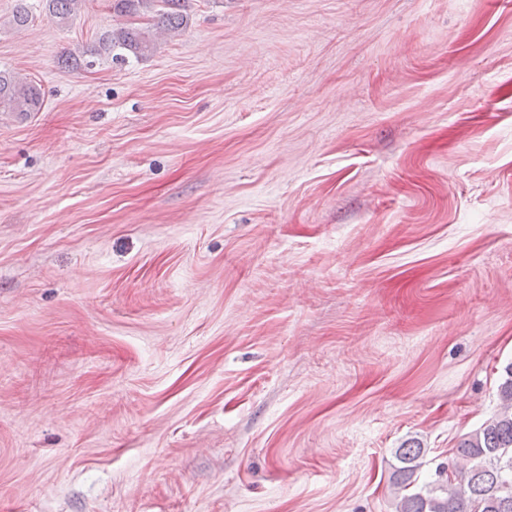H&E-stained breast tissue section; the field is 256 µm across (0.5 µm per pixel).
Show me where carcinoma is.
<instances>
[{
    "mask_svg": "<svg viewBox=\"0 0 512 512\" xmlns=\"http://www.w3.org/2000/svg\"><path fill=\"white\" fill-rule=\"evenodd\" d=\"M43 2L59 24L68 23L82 4V0ZM105 2L112 16L150 17L153 27L113 25L99 35L86 58L68 55L62 65L91 67L102 59L123 63L143 59L153 49L152 29L177 33L189 23V0ZM41 107V92L35 84L0 70V112L28 117ZM505 374L498 388L500 411L459 442L455 459L436 471L437 480L418 484L426 449L408 441L395 450L399 466L392 472L391 483L398 492L396 512H512V363L505 367Z\"/></svg>",
    "mask_w": 512,
    "mask_h": 512,
    "instance_id": "obj_1",
    "label": "carcinoma"
}]
</instances>
